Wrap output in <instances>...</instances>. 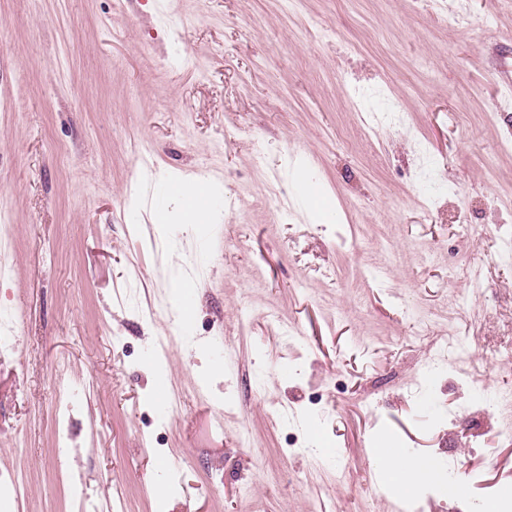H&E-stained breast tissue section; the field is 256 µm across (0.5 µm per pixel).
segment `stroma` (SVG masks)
I'll list each match as a JSON object with an SVG mask.
<instances>
[{"label": "stroma", "instance_id": "obj_1", "mask_svg": "<svg viewBox=\"0 0 512 512\" xmlns=\"http://www.w3.org/2000/svg\"><path fill=\"white\" fill-rule=\"evenodd\" d=\"M501 62L512 0H0V512L499 500ZM183 177L217 189L196 232L150 220ZM382 445L464 492L396 500Z\"/></svg>", "mask_w": 512, "mask_h": 512}]
</instances>
